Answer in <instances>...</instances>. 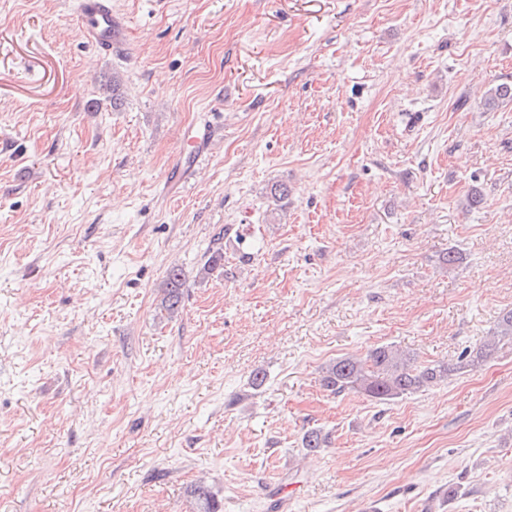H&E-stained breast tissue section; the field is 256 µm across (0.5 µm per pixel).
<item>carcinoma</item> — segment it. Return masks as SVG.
<instances>
[{"label": "carcinoma", "instance_id": "obj_1", "mask_svg": "<svg viewBox=\"0 0 512 512\" xmlns=\"http://www.w3.org/2000/svg\"><path fill=\"white\" fill-rule=\"evenodd\" d=\"M499 100H512V85L499 84L489 89L486 103L491 106ZM183 285L181 269L171 267L161 300V310L170 318L182 308ZM493 352V345L484 343L463 356L459 363L474 367L487 361ZM452 371L453 368L447 364L417 366L410 354L391 346H380L372 349L364 360L343 357L329 364L321 376V385L334 394L354 390L378 401H390L438 383ZM190 496L195 501L197 512H223L204 485L194 486Z\"/></svg>", "mask_w": 512, "mask_h": 512}]
</instances>
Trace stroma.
I'll list each match as a JSON object with an SVG mask.
<instances>
[{"mask_svg": "<svg viewBox=\"0 0 512 512\" xmlns=\"http://www.w3.org/2000/svg\"><path fill=\"white\" fill-rule=\"evenodd\" d=\"M112 13L106 55L71 0H0V512H512L511 343L391 401L320 384L512 309V0ZM183 285L181 269L177 266L171 267L167 272L161 300V311H164L170 318L178 314L182 308Z\"/></svg>", "mask_w": 512, "mask_h": 512, "instance_id": "35a3bbf8", "label": "stroma"}]
</instances>
